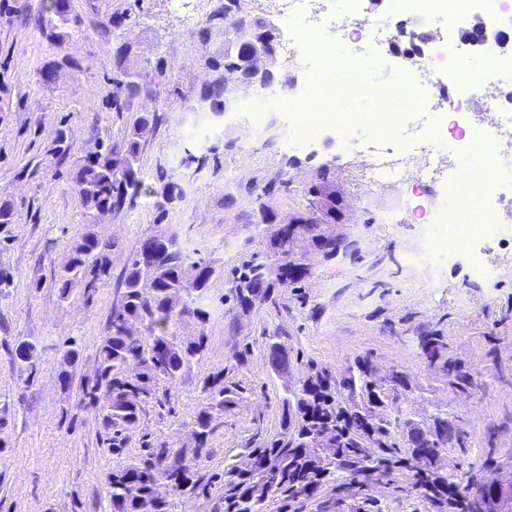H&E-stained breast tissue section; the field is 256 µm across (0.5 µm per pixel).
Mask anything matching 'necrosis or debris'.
I'll list each match as a JSON object with an SVG mask.
<instances>
[{"instance_id":"4bbe7bcc","label":"necrosis or debris","mask_w":512,"mask_h":512,"mask_svg":"<svg viewBox=\"0 0 512 512\" xmlns=\"http://www.w3.org/2000/svg\"><path fill=\"white\" fill-rule=\"evenodd\" d=\"M286 31L285 61L301 60L309 85L322 67L310 56L306 35L324 32L348 46L350 56L386 64L382 46L419 42L400 70L406 89L422 97L423 117L409 118L405 132L369 137L349 128L348 148L368 160L369 182L423 187L442 179L446 191L459 193L444 179L449 159L478 155L497 176L487 185L488 220L496 222L502 203L512 200V90L502 79L512 74V0H388L385 16L369 14L368 0H268ZM492 55L493 74L466 84L457 78L463 52Z\"/></svg>"}]
</instances>
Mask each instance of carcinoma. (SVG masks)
Returning <instances> with one entry per match:
<instances>
[{"mask_svg": "<svg viewBox=\"0 0 512 512\" xmlns=\"http://www.w3.org/2000/svg\"><path fill=\"white\" fill-rule=\"evenodd\" d=\"M35 22L50 33L63 36L62 28L77 29L80 17L72 13L71 0H46L45 9ZM246 46L236 40L224 49V57L214 68L235 69L245 57ZM119 77L113 79L128 96L135 95L142 84L155 82L150 71L124 68L122 56L116 59ZM237 89L221 79L209 87L198 100L197 109L219 115L224 102L236 96ZM149 124L146 116L137 117L123 145L108 138H96L94 152L69 171V179L90 223L95 224L104 211L120 210L134 202L142 189L143 173L139 166L140 138ZM330 171H318V182L311 185L312 196L308 215L295 224H285L273 240L276 262L246 260L236 267L230 278V298L243 312L255 304H277L274 295L278 282H295L306 268L290 261L292 240L299 234L309 236L326 256H336V240L319 233L324 223L322 200L331 193ZM112 242L95 232L84 234L72 248L64 266L54 273V287L59 296L67 298L76 283L93 290L95 281L109 274ZM199 249L183 244L170 232L165 237L148 236L130 253L121 280L116 303L112 305L106 334L97 346L98 376L83 389L85 403L96 409L100 425L110 435L114 454H120L122 433L135 427L145 412L148 400L155 395L161 381L173 383L181 378L193 359L207 349L208 336L203 331L211 313L206 292L216 269L198 256ZM194 318L201 331L187 343L177 342L169 330L184 317ZM139 324L134 332L129 326ZM271 365L278 372L288 370V351L279 342L269 345ZM14 361L35 367L36 347L30 342L16 345ZM370 372L360 369L358 379H349L346 386L365 396L369 403L382 400ZM202 391L207 405L193 422L196 452L192 459L183 458L169 448H157L149 457L130 463L105 475L104 482L112 512H142L150 504L151 512H169V501L157 495L161 486L169 494L190 497L200 486L195 471L203 461V451L213 432L211 412L224 410L234 402L237 392L224 384V371L209 376ZM282 432L261 446L250 449L248 467L233 465L224 470V512H288L300 497H310L327 481L350 488L373 476L387 478L403 468L405 459L383 437L388 429L369 421L361 410L349 411L336 403V381L316 371L302 381L293 393V400H283ZM438 443L422 436L413 440L412 453L434 456ZM413 484L426 491L438 512L448 507V484L464 485L467 497L464 509L476 512L483 500L493 501L496 491L477 484L473 477L430 475L412 476ZM475 492H470V489Z\"/></svg>", "mask_w": 512, "mask_h": 512, "instance_id": "obj_1", "label": "carcinoma"}]
</instances>
